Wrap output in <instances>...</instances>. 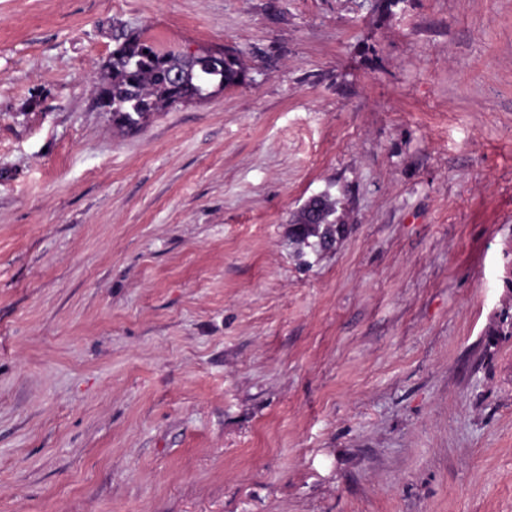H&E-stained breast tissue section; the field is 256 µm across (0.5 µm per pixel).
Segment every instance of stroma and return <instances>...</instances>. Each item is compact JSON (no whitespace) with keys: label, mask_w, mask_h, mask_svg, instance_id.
<instances>
[{"label":"stroma","mask_w":512,"mask_h":512,"mask_svg":"<svg viewBox=\"0 0 512 512\" xmlns=\"http://www.w3.org/2000/svg\"><path fill=\"white\" fill-rule=\"evenodd\" d=\"M511 247L512 0H0V512H512ZM212 55L223 57L224 67L203 56L165 50L139 36L125 35L106 65L96 105L101 112H112L113 121L134 127L154 112L205 98L210 86L224 90L238 86L245 73L243 62L224 53ZM308 206L313 211L317 210V215L313 219H307L304 216L293 215L291 224H294V232L302 238L314 237L317 244L323 248H331L336 244V240L343 232L344 224L336 219V202L328 198H314L309 201Z\"/></svg>","instance_id":"1"}]
</instances>
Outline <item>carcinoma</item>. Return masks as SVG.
Instances as JSON below:
<instances>
[{
  "mask_svg": "<svg viewBox=\"0 0 512 512\" xmlns=\"http://www.w3.org/2000/svg\"><path fill=\"white\" fill-rule=\"evenodd\" d=\"M245 67L237 57L224 56V63H211L203 56L173 49L138 36H125L112 51V60L100 83L96 105L112 113V120L127 127L140 125L154 112L209 95L216 84L230 89L238 86ZM308 206L317 211L311 219L293 215L294 232L302 238L314 237L323 248H331L343 232L336 219V202L314 198Z\"/></svg>",
  "mask_w": 512,
  "mask_h": 512,
  "instance_id": "obj_1",
  "label": "carcinoma"
}]
</instances>
